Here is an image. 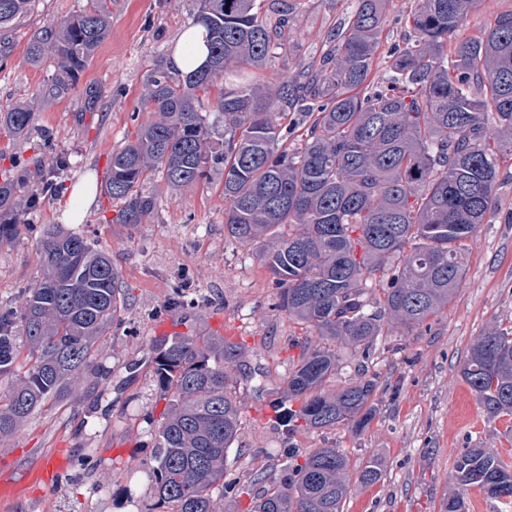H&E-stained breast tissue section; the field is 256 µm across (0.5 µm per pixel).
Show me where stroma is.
Here are the masks:
<instances>
[{"label": "stroma", "instance_id": "1", "mask_svg": "<svg viewBox=\"0 0 512 512\" xmlns=\"http://www.w3.org/2000/svg\"><path fill=\"white\" fill-rule=\"evenodd\" d=\"M292 3L291 38L270 63L274 79L319 56L325 31L350 13L354 0ZM86 4L37 0L12 30L8 47H0V110L34 103L36 129L29 140L0 133L6 164L30 172L21 190L25 197L39 192L41 175L59 156L68 161L66 185L90 172L105 178L112 152L136 129L147 78L154 66L168 68L196 10V0H111L112 30L80 78L100 85L98 111H84L76 95L60 102L33 99L50 70L27 62L31 33ZM223 179L214 167L192 186L163 193L143 224L115 223L118 205L102 193L81 224L63 223L55 197L23 211L19 236L0 246V306L19 305L22 290L41 278L38 242L50 224L108 251L121 275L125 307L95 345L96 369L67 381L49 409L0 437V487L23 465L49 461L61 449L68 456L58 487L32 489L0 512H146L155 498L140 472L151 461L166 408L152 372L150 341L168 321L180 334L219 336L218 316L245 339L246 364L271 370L265 385L236 384L242 428L229 451L236 475L279 473L291 450L301 456L337 448L353 465L374 457L386 466L381 482L352 491L344 512H439L464 449H493L512 466L505 424L487 417L459 374L477 336L500 323L512 325V179L503 178L498 188L500 210L467 241L466 278L448 308L423 327L384 333L367 356L343 351L337 384L365 369L377 376L378 413L369 428L357 433L340 426L291 440L264 410L273 389L285 386L289 337L305 331L276 308V290L255 248L225 237ZM178 288L199 300V308L174 301Z\"/></svg>", "mask_w": 512, "mask_h": 512}]
</instances>
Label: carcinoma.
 <instances>
[{
  "label": "carcinoma",
  "mask_w": 512,
  "mask_h": 512,
  "mask_svg": "<svg viewBox=\"0 0 512 512\" xmlns=\"http://www.w3.org/2000/svg\"><path fill=\"white\" fill-rule=\"evenodd\" d=\"M36 2L0 0V37ZM387 2L356 0L319 62L272 90L263 71L288 45V0H198L193 23L207 30L208 65L175 79L154 70L139 99L146 119L112 153L105 181V194L122 203L117 223L143 224L158 203L145 184L187 188L224 165V235L260 248L277 308L318 338L289 342L300 354L275 406L290 436L369 426L376 376L330 390L340 351L366 354L383 329L412 330L448 308L466 276V241L498 208L502 163L512 161V11L450 44L476 0H417L402 18L408 38L390 46L387 76L374 82ZM110 28L105 0H89L36 29L26 60L55 71L36 97H71ZM82 97L92 112L101 88L88 84ZM296 110L309 124L293 150L282 121ZM34 126L27 103L0 113L16 138ZM23 181L0 171V245L20 233ZM39 250L43 278L19 307L0 308V437L93 366L95 343L124 310L119 272L87 238L49 230ZM151 350L167 413L144 476L166 512H213V495L249 491L228 468L241 428L232 378L245 341L165 336ZM460 376L488 418L512 417V326L476 337ZM288 459L249 512H343L351 486L383 478L378 461L353 469L338 448ZM452 481L461 492L444 496L440 512H467L469 487L512 501V469L487 448L465 449Z\"/></svg>",
  "instance_id": "carcinoma-1"
}]
</instances>
